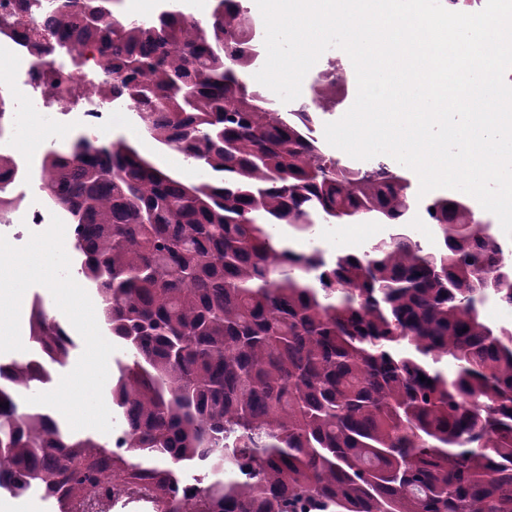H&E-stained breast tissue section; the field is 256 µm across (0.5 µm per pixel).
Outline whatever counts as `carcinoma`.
<instances>
[{
	"mask_svg": "<svg viewBox=\"0 0 512 512\" xmlns=\"http://www.w3.org/2000/svg\"><path fill=\"white\" fill-rule=\"evenodd\" d=\"M48 27L74 62H112L98 94L138 106L147 136L218 174L191 184L123 139L82 133L46 154L41 189L70 224L78 273L127 352L110 455L23 398L70 335L42 302V358L0 363V488L98 512L140 487L153 512H512V265L461 197L427 204L439 247L406 224L407 180L341 167L314 136L336 81L282 111L245 79L261 45L241 0L211 20L164 9L143 27L112 0H58ZM452 209H447V206ZM390 224L357 254L298 251L286 224ZM425 380H420V377ZM222 477L181 493L180 468Z\"/></svg>",
	"mask_w": 512,
	"mask_h": 512,
	"instance_id": "cac0c4a2",
	"label": "carcinoma"
}]
</instances>
